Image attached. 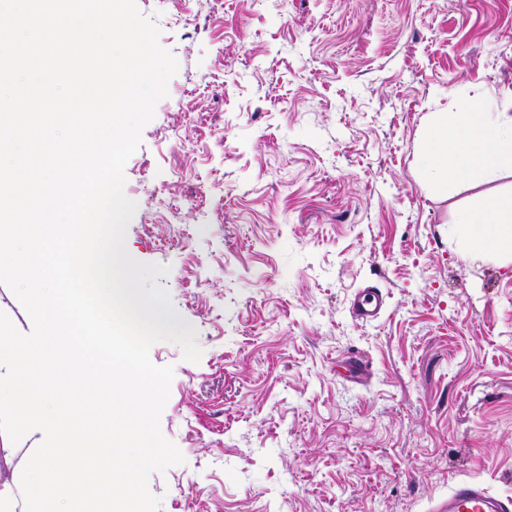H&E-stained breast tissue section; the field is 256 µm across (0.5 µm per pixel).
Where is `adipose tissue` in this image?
<instances>
[{"label":"adipose tissue","mask_w":512,"mask_h":512,"mask_svg":"<svg viewBox=\"0 0 512 512\" xmlns=\"http://www.w3.org/2000/svg\"><path fill=\"white\" fill-rule=\"evenodd\" d=\"M421 164L438 193L452 183L491 182L512 173V113L457 112L449 119L436 118ZM460 226L479 253L512 264V192L487 194L478 214H463Z\"/></svg>","instance_id":"obj_1"}]
</instances>
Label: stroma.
<instances>
[{
	"instance_id": "1",
	"label": "stroma",
	"mask_w": 512,
	"mask_h": 512,
	"mask_svg": "<svg viewBox=\"0 0 512 512\" xmlns=\"http://www.w3.org/2000/svg\"><path fill=\"white\" fill-rule=\"evenodd\" d=\"M179 69L124 167L129 254L197 331L159 512H431L512 496V265L458 230L512 176L431 193L460 100L512 109V0H136ZM383 292L370 322L359 288ZM368 367L357 380L347 358ZM378 292L374 287L359 289L351 307L355 319L367 322L377 318L382 307V298ZM511 511V496L494 495L484 484L471 479L455 481L448 491V497L434 507V512Z\"/></svg>"
}]
</instances>
